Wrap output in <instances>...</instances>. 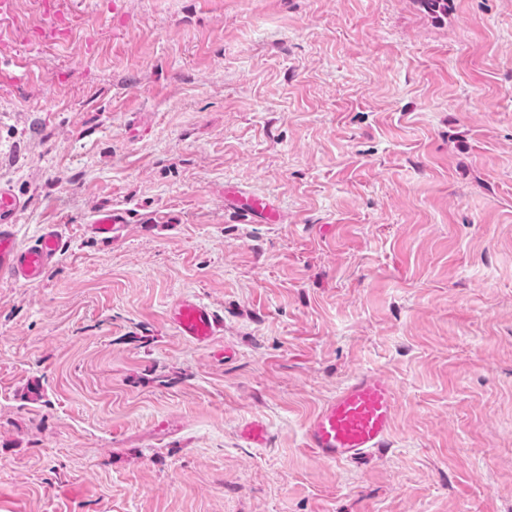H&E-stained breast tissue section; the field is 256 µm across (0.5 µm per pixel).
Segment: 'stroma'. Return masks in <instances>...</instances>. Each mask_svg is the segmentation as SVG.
<instances>
[{
	"mask_svg": "<svg viewBox=\"0 0 512 512\" xmlns=\"http://www.w3.org/2000/svg\"><path fill=\"white\" fill-rule=\"evenodd\" d=\"M0 180L70 238L0 284V512H512V0H13ZM361 370L390 444L320 461ZM232 194V204L242 214L251 218L259 217L265 223L277 222L278 211L275 201L271 197L244 192H233ZM127 222L125 210H101L93 216L89 224H85V233L94 239L112 241L120 235ZM167 318L178 336L197 345H209L224 324V316L193 296L173 303ZM398 394L385 376L357 375L310 419L305 445L321 461L352 462L386 448ZM238 432L243 441L253 448H263L269 442L268 427L259 417H253L244 422Z\"/></svg>",
	"mask_w": 512,
	"mask_h": 512,
	"instance_id": "obj_1",
	"label": "stroma"
}]
</instances>
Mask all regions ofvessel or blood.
<instances>
[{
    "label": "vessel or blood",
    "mask_w": 512,
    "mask_h": 512,
    "mask_svg": "<svg viewBox=\"0 0 512 512\" xmlns=\"http://www.w3.org/2000/svg\"><path fill=\"white\" fill-rule=\"evenodd\" d=\"M231 201L242 214L267 223L278 220L271 197L236 192ZM25 207V200L14 187L1 182L0 282H42L66 248L67 238L60 224L42 225L33 240L22 241L17 218ZM126 223V211L106 209L93 216L85 232L91 238L110 241L120 235ZM167 318L178 336L201 346L209 345L224 324L217 310L192 296L173 303ZM397 400L395 387L387 377L374 371L360 373L310 419L305 432L306 447L319 460L329 463L352 462L387 447ZM238 432L254 448L265 447L269 442L268 427L258 417L244 422Z\"/></svg>",
    "instance_id": "b4317fda"
}]
</instances>
